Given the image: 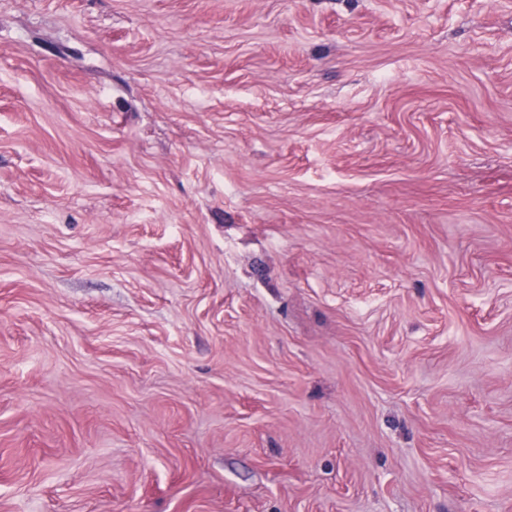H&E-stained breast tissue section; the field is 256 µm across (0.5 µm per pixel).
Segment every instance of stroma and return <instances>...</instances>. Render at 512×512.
Masks as SVG:
<instances>
[{"label": "stroma", "mask_w": 512, "mask_h": 512, "mask_svg": "<svg viewBox=\"0 0 512 512\" xmlns=\"http://www.w3.org/2000/svg\"><path fill=\"white\" fill-rule=\"evenodd\" d=\"M0 512H512V0H0Z\"/></svg>", "instance_id": "1"}]
</instances>
